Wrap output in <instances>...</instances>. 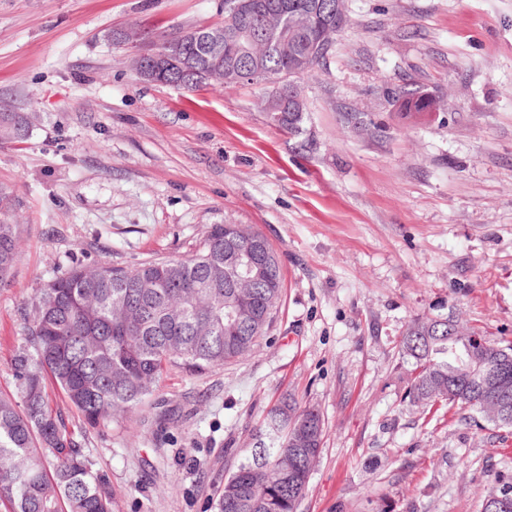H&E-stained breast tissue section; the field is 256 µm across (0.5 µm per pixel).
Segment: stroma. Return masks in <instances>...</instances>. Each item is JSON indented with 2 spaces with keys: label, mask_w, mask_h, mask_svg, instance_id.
<instances>
[{
  "label": "stroma",
  "mask_w": 512,
  "mask_h": 512,
  "mask_svg": "<svg viewBox=\"0 0 512 512\" xmlns=\"http://www.w3.org/2000/svg\"><path fill=\"white\" fill-rule=\"evenodd\" d=\"M329 59L301 80L300 135L262 85L141 82L113 30L159 37L224 17L222 0H0V107L32 117L0 141V202L19 257L0 285V394L21 307L76 263L181 260L209 224L276 251L282 300L256 350L175 370L139 420L76 432L114 512H214L283 395L318 406L322 450L299 512H480L512 483V427L404 402L403 335L448 317L512 344V0H345ZM413 83L441 102L406 113ZM174 409L171 440L150 422Z\"/></svg>",
  "instance_id": "obj_1"
}]
</instances>
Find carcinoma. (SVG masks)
<instances>
[{
    "instance_id": "obj_1",
    "label": "carcinoma",
    "mask_w": 512,
    "mask_h": 512,
    "mask_svg": "<svg viewBox=\"0 0 512 512\" xmlns=\"http://www.w3.org/2000/svg\"><path fill=\"white\" fill-rule=\"evenodd\" d=\"M335 0H224V21L175 31L142 50L152 54L180 38L199 57L209 37L224 41L259 22L272 8L284 14V30L263 51L243 41L228 67L258 58L261 72L248 83L268 85L271 95L320 67L332 43L318 45L322 6ZM409 112H425L432 97L415 88L399 93ZM269 122L301 133L303 113L286 112ZM30 117L0 112V140H25ZM18 225L0 219V283L17 261ZM283 279L277 255L260 233L243 224H209L200 247L184 260H149L134 267L77 264L40 288L22 307L24 343L12 375L19 397L0 395V504L5 512H113L110 483L72 439L63 414L51 408L52 382L83 425H122L139 416L153 387L168 371H215L253 351L281 302ZM459 336L448 341V329ZM414 360L405 398L434 407L444 403L466 415H485L487 396L469 378L472 358L495 367L512 356L448 318L415 320L403 338ZM324 424L314 406L284 400L273 406L257 433L262 443L224 482L216 512H299L321 443L292 447L301 420ZM482 503L505 500L512 485H483Z\"/></svg>"
}]
</instances>
